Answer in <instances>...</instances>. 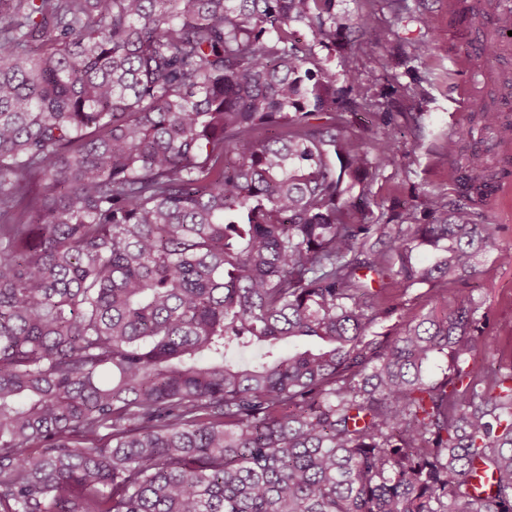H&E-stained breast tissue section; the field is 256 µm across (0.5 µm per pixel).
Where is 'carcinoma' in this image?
I'll list each match as a JSON object with an SVG mask.
<instances>
[{
  "label": "carcinoma",
  "instance_id": "carcinoma-1",
  "mask_svg": "<svg viewBox=\"0 0 512 512\" xmlns=\"http://www.w3.org/2000/svg\"><path fill=\"white\" fill-rule=\"evenodd\" d=\"M335 5L0 0V512H512V360L469 364L471 295L371 331L512 252L438 194L431 224L346 197L394 136L296 38L335 42Z\"/></svg>",
  "mask_w": 512,
  "mask_h": 512
}]
</instances>
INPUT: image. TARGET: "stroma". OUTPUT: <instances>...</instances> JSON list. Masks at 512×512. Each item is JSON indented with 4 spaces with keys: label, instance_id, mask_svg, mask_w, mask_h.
Segmentation results:
<instances>
[{
    "label": "stroma",
    "instance_id": "1",
    "mask_svg": "<svg viewBox=\"0 0 512 512\" xmlns=\"http://www.w3.org/2000/svg\"><path fill=\"white\" fill-rule=\"evenodd\" d=\"M399 9L393 0H376L374 9L379 27L393 35L372 56H357L351 45L359 33L362 0H336L335 9L344 19L335 47L320 50L319 55L335 75L349 66L363 72L366 81L353 90L362 107L357 127H377V116L392 113L402 126L397 136V162L365 184L372 196L383 201L384 213L416 209L420 220H427L424 210L427 193L441 194L449 205L461 204L457 172L441 153L440 145L448 139L459 142L461 153H469L466 129L479 128L474 109L465 108L458 91L468 73L459 65L462 55H469L472 68L494 65L500 73L512 74V46L502 50L497 59L487 60L476 51L475 41L460 27L448 0H406ZM433 40L435 49L428 55H414L417 40ZM468 292L478 315L487 321L485 341L472 355L478 364H495L501 355L512 352V266L501 265L494 254L478 258L475 276L449 284L448 297L436 296L427 287L408 290V315L422 316L430 311L451 308L450 296ZM407 315V316H408Z\"/></svg>",
    "mask_w": 512,
    "mask_h": 512
}]
</instances>
